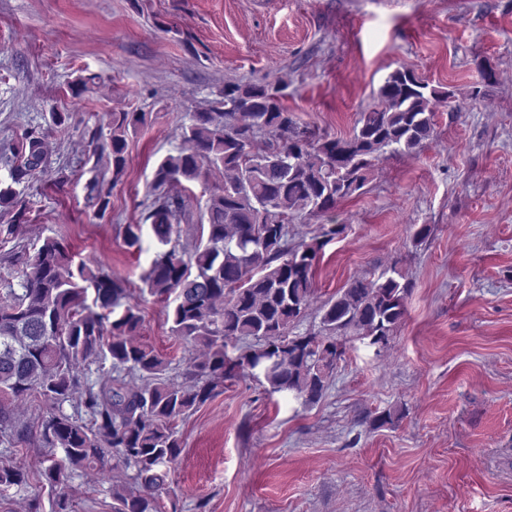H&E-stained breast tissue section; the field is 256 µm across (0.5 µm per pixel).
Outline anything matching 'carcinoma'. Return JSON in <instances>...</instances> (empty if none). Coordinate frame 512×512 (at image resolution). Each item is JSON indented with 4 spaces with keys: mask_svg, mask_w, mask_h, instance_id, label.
<instances>
[{
    "mask_svg": "<svg viewBox=\"0 0 512 512\" xmlns=\"http://www.w3.org/2000/svg\"><path fill=\"white\" fill-rule=\"evenodd\" d=\"M285 88L224 83L215 105L182 128L185 148L156 168L145 220L160 250L142 282L150 295L173 299L171 335L202 350L182 383L170 381L168 362L136 339L143 317L123 279L74 263L56 238L32 248L21 238L30 219L16 187L37 181L48 166L41 126L26 127L0 153L8 170L0 214L11 215L6 232L14 241L3 260L20 270L19 288L0 296V437L18 432L12 402H41L36 429L25 432L47 449L48 462L32 473L0 459V493L37 483L51 490L50 512H74L76 473L132 470L130 481L112 486V512H161L183 448L178 421L222 392L224 379L255 374L270 393L313 406L343 355L336 337L352 332L385 343L402 322L408 283L393 265L324 302L318 332L290 335L310 304L318 256L344 226L320 224L310 241L291 244L289 225L359 193L387 150L414 152L433 140L434 102L448 93L397 69L353 132L330 138L297 126L283 104ZM143 121L141 113H112L114 183L125 173L129 130ZM99 140L93 134L94 155L107 148ZM206 166L231 177L211 192L206 222L191 225L195 246L187 256L172 243L185 217L179 191ZM111 189L97 177L87 184L100 216ZM231 348L238 354L229 355ZM100 355L111 358L115 375L91 381L81 365ZM75 396L82 415L62 410Z\"/></svg>",
    "mask_w": 512,
    "mask_h": 512,
    "instance_id": "cac0c4a2",
    "label": "carcinoma"
}]
</instances>
